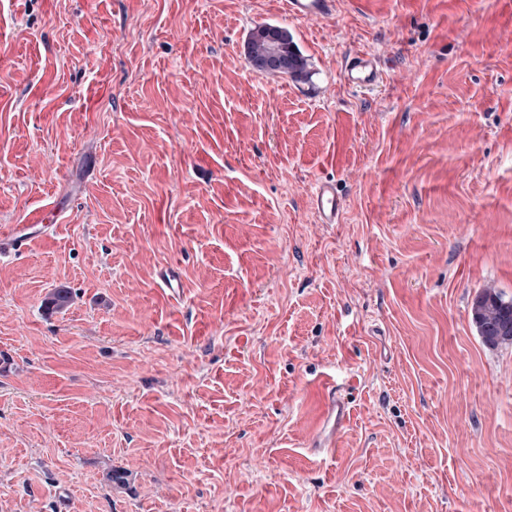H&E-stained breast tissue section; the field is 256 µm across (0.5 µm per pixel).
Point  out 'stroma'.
Wrapping results in <instances>:
<instances>
[{
    "label": "stroma",
    "mask_w": 512,
    "mask_h": 512,
    "mask_svg": "<svg viewBox=\"0 0 512 512\" xmlns=\"http://www.w3.org/2000/svg\"><path fill=\"white\" fill-rule=\"evenodd\" d=\"M48 205L0 256V512H512V345L470 318L512 298V0H0V228ZM289 16L299 21H319L333 15L335 0H286ZM282 42L281 51L273 55L270 45L261 39H249L248 59L260 62V72L286 74L296 80L306 79L309 75L307 61L300 53L288 30L278 27ZM342 70L347 84L361 91L377 86L382 78L379 58L365 51H355L345 57ZM309 205L321 224H338L343 211V199L336 190L335 182L320 180L314 185ZM324 408L320 421L318 448L322 450L331 447L333 439L344 428L348 417V403L335 385L328 384L323 393Z\"/></svg>",
    "instance_id": "stroma-1"
}]
</instances>
